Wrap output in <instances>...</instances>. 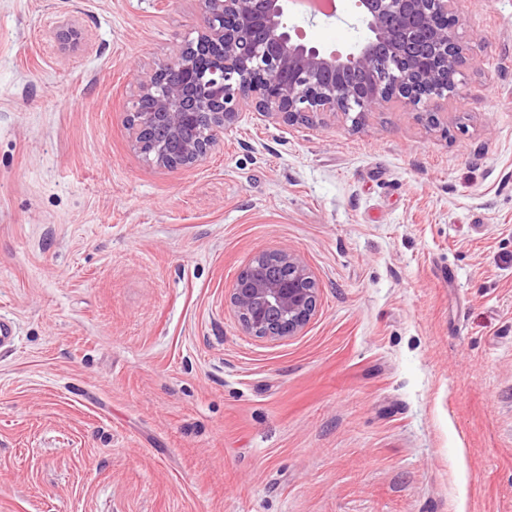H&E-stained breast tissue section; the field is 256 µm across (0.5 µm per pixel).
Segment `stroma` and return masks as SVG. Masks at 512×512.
<instances>
[{"label":"stroma","instance_id":"1","mask_svg":"<svg viewBox=\"0 0 512 512\" xmlns=\"http://www.w3.org/2000/svg\"><path fill=\"white\" fill-rule=\"evenodd\" d=\"M454 8L446 129L247 111L169 169L127 119L198 0H0V512H512V0ZM261 248L319 284L299 335L228 303Z\"/></svg>","mask_w":512,"mask_h":512}]
</instances>
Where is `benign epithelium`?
<instances>
[{"label": "benign epithelium", "instance_id": "benign-epithelium-1", "mask_svg": "<svg viewBox=\"0 0 512 512\" xmlns=\"http://www.w3.org/2000/svg\"><path fill=\"white\" fill-rule=\"evenodd\" d=\"M455 0H355L365 34L345 51L303 41L313 0H200L197 37L140 82L128 116L139 151L165 168L202 162L245 111L288 123L396 100L428 124L435 99L462 95L466 63ZM319 286L286 249L257 251L229 289L250 335L282 340L313 316Z\"/></svg>", "mask_w": 512, "mask_h": 512}]
</instances>
